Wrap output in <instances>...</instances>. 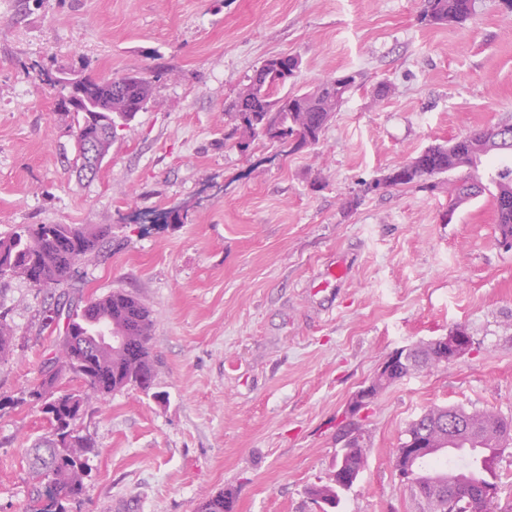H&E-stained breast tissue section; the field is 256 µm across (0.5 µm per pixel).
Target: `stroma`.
Listing matches in <instances>:
<instances>
[{
	"instance_id": "35a3bbf8",
	"label": "stroma",
	"mask_w": 512,
	"mask_h": 512,
	"mask_svg": "<svg viewBox=\"0 0 512 512\" xmlns=\"http://www.w3.org/2000/svg\"><path fill=\"white\" fill-rule=\"evenodd\" d=\"M422 0H0V232L107 225L69 284L0 280L24 348L0 360V512H25L30 448L50 425L27 390L55 355L54 301L117 289L150 310L152 389L92 401L98 450L67 512H319L350 435L365 464L338 512H415L394 468L434 406L512 418V250L482 194L449 212L460 168L421 189L383 177L424 148L512 122V10L479 0L464 25L420 22ZM301 62L295 90L361 83L320 143H225L228 110L264 60ZM155 76L95 178L39 69ZM391 88L387 97L379 85ZM462 326L471 350L350 412L395 351ZM234 495L231 490L203 497L196 508V512H232Z\"/></svg>"
}]
</instances>
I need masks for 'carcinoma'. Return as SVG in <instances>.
<instances>
[{
	"instance_id": "carcinoma-1",
	"label": "carcinoma",
	"mask_w": 512,
	"mask_h": 512,
	"mask_svg": "<svg viewBox=\"0 0 512 512\" xmlns=\"http://www.w3.org/2000/svg\"><path fill=\"white\" fill-rule=\"evenodd\" d=\"M476 9L477 0H424L420 19L429 25L463 24L472 18ZM299 67V59L292 55H282L275 62L265 60L256 70L259 79L250 80L233 103L230 116L234 124L224 134V139L235 141L243 151L259 137L293 139L297 148L319 144L328 122L356 87L358 73L326 79L301 94L284 92L294 83ZM119 80L125 83L126 89L114 96L110 95L105 79L90 76L83 77L82 86L72 92L60 88L62 98L70 94L81 102L87 100L103 108L101 112H89L80 105L65 107L78 133L76 166L81 172L86 168L82 139L95 136L99 151L108 153L115 138L112 128L129 124L137 113L146 109L152 98L150 78L127 74ZM474 140L486 143L487 157L512 154V123H498L459 135L446 144L431 145L418 154L417 164L412 169L398 166L384 181L392 186L423 187L428 179L465 166ZM488 173V182L494 188L499 243L512 248V166H497ZM482 190L474 180L449 186L448 216H453ZM108 232L109 228L103 226L27 224L0 233V278L26 280L31 271L42 277L35 287L59 285L74 276L78 264L95 255ZM66 318L61 343L75 349V353L67 362L51 359L39 381L27 390L28 398L41 404L49 416L51 432L29 454V468L38 487L26 512H51V507L83 495L89 456L95 453V444L91 437L77 435L71 446L59 447L57 438L70 431L72 423L85 414L90 400H104L131 386L146 392L153 384L154 359L149 346L152 318L139 298L114 290L89 301L79 310L67 309ZM15 347L13 329L0 315V358L13 354ZM66 374L80 378L87 390L56 394L57 383ZM453 411L463 419L470 433L447 439L442 420L448 417V408L440 406L425 411L407 428L409 433L427 434L430 442L439 448H457L471 456L465 466L435 468L427 464L419 469V488L411 492L423 506V512H450L448 504L428 498V488L436 484L448 485L452 496L464 500L478 488L498 489L494 460L499 449L512 444L511 419L458 407ZM342 492V488L332 483L309 489L316 503L330 509L340 503ZM233 507V492L225 490L202 498L196 512H233Z\"/></svg>"
}]
</instances>
